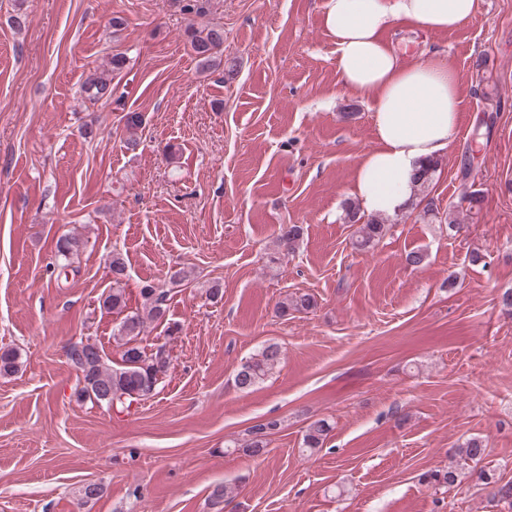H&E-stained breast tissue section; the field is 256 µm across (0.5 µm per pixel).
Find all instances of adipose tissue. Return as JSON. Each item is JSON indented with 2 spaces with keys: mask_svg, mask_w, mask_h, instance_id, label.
<instances>
[{
  "mask_svg": "<svg viewBox=\"0 0 512 512\" xmlns=\"http://www.w3.org/2000/svg\"><path fill=\"white\" fill-rule=\"evenodd\" d=\"M476 9L477 0H327L323 23L336 39L342 82L372 101L378 145L358 165L353 188L364 213L391 215L410 205L414 173L447 151L462 110L445 59L405 64L382 32L402 19L447 31Z\"/></svg>",
  "mask_w": 512,
  "mask_h": 512,
  "instance_id": "1",
  "label": "adipose tissue"
}]
</instances>
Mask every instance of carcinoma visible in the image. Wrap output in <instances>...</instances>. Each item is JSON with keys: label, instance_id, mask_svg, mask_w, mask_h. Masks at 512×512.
<instances>
[{"label": "carcinoma", "instance_id": "1", "mask_svg": "<svg viewBox=\"0 0 512 512\" xmlns=\"http://www.w3.org/2000/svg\"><path fill=\"white\" fill-rule=\"evenodd\" d=\"M190 45L197 59L201 71L216 68L222 63L224 46V29L217 26H206L190 34ZM81 95L89 102L96 104L103 99L112 98L111 79L108 72L94 69L81 85ZM439 160L432 159L421 166L413 176L414 199L411 205L420 209V216L434 219L439 214L433 198L429 197V186L438 170ZM460 202L474 208L479 204L475 192L469 190L467 170H461L460 176ZM384 231V224L373 218L362 225L356 246L360 250L371 247ZM303 235V227L298 224H289L280 228L276 237V248L269 254L268 263L275 265L281 263L283 258L294 251L298 241ZM83 242L73 235H63L56 241V257L61 261L62 270L70 268V259L79 254ZM112 271V291L102 300V306L114 313L122 315L120 322L113 330V339L122 348L121 363L111 365L104 358L103 351L95 344H84L82 347L72 345L69 349V360L81 372L78 390L79 398L89 400L101 399L106 395L108 399L104 404L122 406L126 401L146 399L156 394L160 380L166 374L170 365L169 356L160 348L149 355L138 345L137 338L143 334L147 324L165 318L167 312L166 302L168 291L155 288L151 285L142 289L143 305L135 311L127 310L124 288L121 287L126 277V262L119 252L112 253L109 264ZM317 306L313 295L303 293L286 297L276 305L277 313L286 316L290 312H310ZM283 358L281 346L275 342L264 345L261 350L243 361L234 374V384L242 391H249L258 386L268 374L275 369ZM18 355L12 349L0 348V374L9 375L17 371ZM279 421L270 419L257 424L249 430V439L243 450L251 454H258L268 443V437L277 430ZM330 431L329 423L320 419L309 425L304 435L305 448L313 451L322 447ZM486 445L478 438L467 440L458 449L460 461L456 466L448 467L444 475L434 474L433 480L438 483L454 486L459 477V470L470 462L480 460L485 453Z\"/></svg>", "mask_w": 512, "mask_h": 512}]
</instances>
